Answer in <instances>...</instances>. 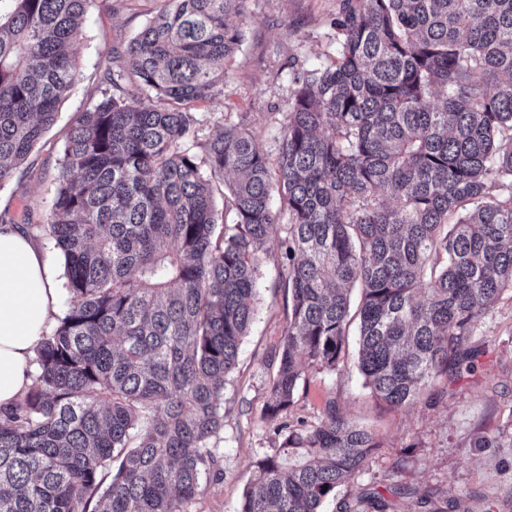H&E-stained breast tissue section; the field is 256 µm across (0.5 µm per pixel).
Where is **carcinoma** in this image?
<instances>
[{
	"instance_id": "cac0c4a2",
	"label": "carcinoma",
	"mask_w": 512,
	"mask_h": 512,
	"mask_svg": "<svg viewBox=\"0 0 512 512\" xmlns=\"http://www.w3.org/2000/svg\"><path fill=\"white\" fill-rule=\"evenodd\" d=\"M12 2L0 187L81 80L88 0ZM165 2L62 131L42 222L29 207L0 215L42 226L72 298L24 396L0 408V512H192L201 480L223 476L224 388L281 215L290 312L267 419L295 404L307 369L336 370L355 317L372 396L434 403L512 291V0H343L336 54L293 78L273 158L227 124L195 151V106L223 95L244 42L230 19L249 0ZM276 435L237 512H319L380 447L332 398L317 422ZM407 492H359L339 512H392Z\"/></svg>"
}]
</instances>
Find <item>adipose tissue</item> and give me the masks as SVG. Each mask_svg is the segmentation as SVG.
Segmentation results:
<instances>
[{
    "label": "adipose tissue",
    "instance_id": "1",
    "mask_svg": "<svg viewBox=\"0 0 512 512\" xmlns=\"http://www.w3.org/2000/svg\"><path fill=\"white\" fill-rule=\"evenodd\" d=\"M61 292L57 274L20 224L0 225V406L16 403L34 371V348Z\"/></svg>",
    "mask_w": 512,
    "mask_h": 512
}]
</instances>
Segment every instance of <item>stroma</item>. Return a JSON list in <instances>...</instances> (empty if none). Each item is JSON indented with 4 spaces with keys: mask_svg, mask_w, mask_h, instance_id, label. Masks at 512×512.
<instances>
[{
    "mask_svg": "<svg viewBox=\"0 0 512 512\" xmlns=\"http://www.w3.org/2000/svg\"><path fill=\"white\" fill-rule=\"evenodd\" d=\"M340 0H250L252 19L245 42L224 75V94L200 104L206 133L220 125L247 129L269 154L281 139L282 114L295 72L334 56L332 23ZM163 0H89L84 36L75 54L82 73L50 130L26 164L0 187V213L51 205L61 131L100 94L102 65L112 49L125 46L156 16ZM280 229L259 253L257 312L239 350L238 366L224 390L226 418L219 443L224 477L203 480L192 512H237L253 478L252 461L278 444L276 421L262 417L273 371L267 361L278 350L288 320V294L280 278ZM477 355L448 385L435 405L394 408L363 385L354 353L336 371L309 369L301 381L294 418L313 422L326 398L339 412L372 426L375 449L354 489L409 488L395 512H434L440 498L458 501L455 512H512V294L503 293L483 315L470 340Z\"/></svg>",
    "mask_w": 512,
    "mask_h": 512,
    "instance_id": "1",
    "label": "stroma"
}]
</instances>
